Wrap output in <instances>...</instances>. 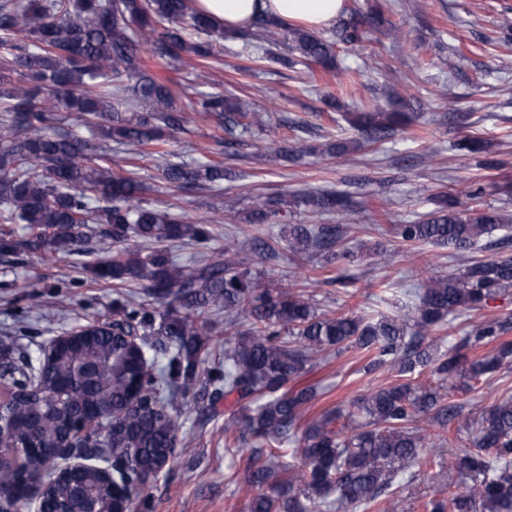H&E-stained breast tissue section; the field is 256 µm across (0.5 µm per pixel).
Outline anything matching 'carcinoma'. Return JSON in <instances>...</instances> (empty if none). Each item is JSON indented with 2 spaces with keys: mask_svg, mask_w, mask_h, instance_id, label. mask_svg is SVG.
<instances>
[{
  "mask_svg": "<svg viewBox=\"0 0 512 512\" xmlns=\"http://www.w3.org/2000/svg\"><path fill=\"white\" fill-rule=\"evenodd\" d=\"M357 15L356 8L343 7L333 36L261 16L236 35L248 44L260 42L259 62L331 71L336 43L358 46L367 38ZM217 31L191 0H0V224L31 230L22 242L1 239L0 249L68 253L83 227L107 224L113 242L133 237L152 250L117 249L112 260L91 268L93 278L114 288L136 282L170 306L156 325L145 306L118 295L112 322L88 323L85 337L61 344L46 361L0 349V512L20 507L24 484L36 480L45 485L41 512H113L123 502L127 512H138L137 498L125 500L113 487L155 481L172 458L180 429L176 411L185 396L176 379L200 378L210 353L200 327L214 311H224L226 339L224 367L204 378L208 407L231 397L240 404L241 416L224 420L225 447L267 449L264 461L246 466V484L258 490L250 512H331L336 506L396 512L395 478L414 465L433 466L422 451L425 433L436 426L445 430L459 416L445 402L448 383L458 377L479 381L512 362V312L471 325L446 351L429 340L449 316L481 310L512 291V235L482 242L511 226L512 213L479 205L480 185L440 197L422 220L392 225L404 244L455 254L495 249L494 256L472 259L457 273L430 278L416 292L413 313L403 317L321 315L296 289L275 288L263 275L240 269L228 251L192 265L173 258L167 243L175 239L209 248L211 225L224 223V215L194 224L163 210L145 197L141 177L112 172L110 143L161 158L170 184L223 186L219 162L189 167L168 161L170 141L185 128L189 112L216 122L224 131L216 143L224 148L237 143V132L265 127L252 101L201 90L213 50L199 37ZM148 52L181 66L190 82L176 92L155 79L142 69ZM341 117L358 138L326 144L330 156L379 145L412 123L404 98L392 88L386 105ZM451 150L481 169L499 165L481 139L461 137ZM303 152L299 141L289 147L269 142L263 157L275 162ZM306 202L331 223L292 225L288 246L293 253L328 254L340 287L353 286L351 269L364 261L363 251L387 256L378 243L350 242L349 194L315 192ZM282 213V199L270 196L257 203L249 223L270 224ZM240 315L249 323L245 330L239 329ZM139 330L145 339L142 355L134 357L119 333ZM148 336L168 341L167 363L157 373L145 372L141 360L156 362ZM488 346L490 353L469 358L471 350ZM346 352L364 356L366 372L394 371L399 379L358 398L349 410L306 418L317 387L288 383L314 358ZM426 371L431 382H416ZM114 407L125 409L116 420ZM464 427L474 438L459 459L461 480L448 486L447 497L427 502L425 512H512V395ZM91 435L102 453L122 462L121 469L110 474L95 463L74 475L46 472L60 449L80 446ZM297 440L307 465L298 486L284 476L281 462L283 446Z\"/></svg>",
  "mask_w": 512,
  "mask_h": 512,
  "instance_id": "cac0c4a2",
  "label": "carcinoma"
}]
</instances>
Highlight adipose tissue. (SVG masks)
Here are the masks:
<instances>
[{"mask_svg":"<svg viewBox=\"0 0 512 512\" xmlns=\"http://www.w3.org/2000/svg\"><path fill=\"white\" fill-rule=\"evenodd\" d=\"M199 10L228 30L249 26L260 15L313 29L331 26L343 0H196Z\"/></svg>","mask_w":512,"mask_h":512,"instance_id":"obj_1","label":"adipose tissue"}]
</instances>
